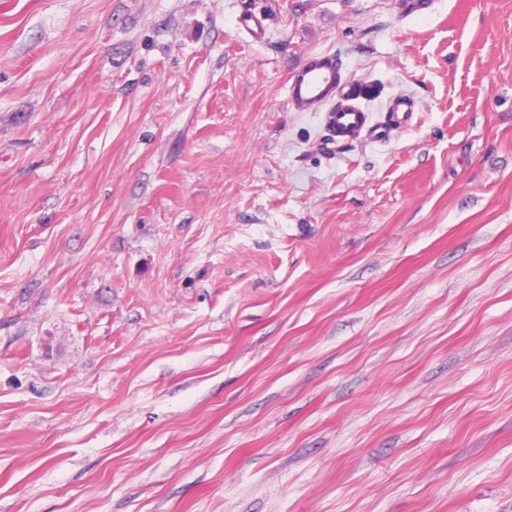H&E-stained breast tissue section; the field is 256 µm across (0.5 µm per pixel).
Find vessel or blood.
I'll use <instances>...</instances> for the list:
<instances>
[{
    "mask_svg": "<svg viewBox=\"0 0 512 512\" xmlns=\"http://www.w3.org/2000/svg\"><path fill=\"white\" fill-rule=\"evenodd\" d=\"M287 85L290 109L323 113L325 127L334 138L384 142L392 130L406 126L412 117V100L398 96L384 119H373L353 95L343 59L331 51L309 55L291 71Z\"/></svg>",
    "mask_w": 512,
    "mask_h": 512,
    "instance_id": "b4317fda",
    "label": "vessel or blood"
}]
</instances>
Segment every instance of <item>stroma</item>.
I'll return each mask as SVG.
<instances>
[{
    "instance_id": "35a3bbf8",
    "label": "stroma",
    "mask_w": 512,
    "mask_h": 512,
    "mask_svg": "<svg viewBox=\"0 0 512 512\" xmlns=\"http://www.w3.org/2000/svg\"><path fill=\"white\" fill-rule=\"evenodd\" d=\"M0 512H512V0H0ZM287 85L290 109L323 112L325 127L334 140L366 138L371 142H385L392 130L403 128L412 117L413 101L396 96L384 119H373L351 92L344 61L335 52L310 54L291 71Z\"/></svg>"
}]
</instances>
